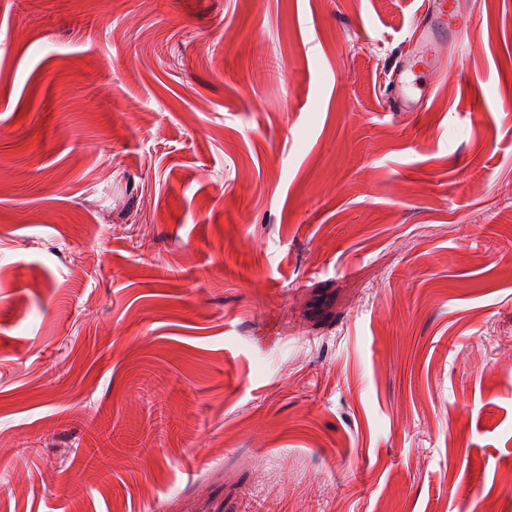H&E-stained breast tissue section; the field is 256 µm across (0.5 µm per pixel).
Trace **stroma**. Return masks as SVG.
Here are the masks:
<instances>
[{
    "mask_svg": "<svg viewBox=\"0 0 512 512\" xmlns=\"http://www.w3.org/2000/svg\"><path fill=\"white\" fill-rule=\"evenodd\" d=\"M456 2L392 112L423 0H0V512H512V0ZM401 59L395 63L396 80L390 91L389 99L394 104L405 105L407 108L413 106L414 100L410 94L415 82L409 80V74H425L424 50H413L410 53L400 54ZM419 71V73H417Z\"/></svg>",
    "mask_w": 512,
    "mask_h": 512,
    "instance_id": "35a3bbf8",
    "label": "stroma"
}]
</instances>
